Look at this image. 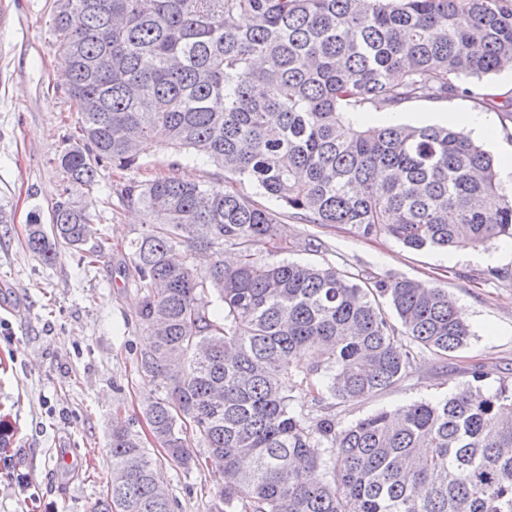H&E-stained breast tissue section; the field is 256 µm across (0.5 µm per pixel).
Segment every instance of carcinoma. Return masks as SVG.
<instances>
[{
  "label": "carcinoma",
  "instance_id": "cac0c4a2",
  "mask_svg": "<svg viewBox=\"0 0 512 512\" xmlns=\"http://www.w3.org/2000/svg\"><path fill=\"white\" fill-rule=\"evenodd\" d=\"M53 23L80 131L59 156L69 183L91 185L102 162L138 166L159 129L229 174L124 189L147 225L128 250L145 291L140 371L161 392L144 416L167 456L201 464L180 437L192 424L224 512H512L511 387L486 390L476 370L475 385L343 429L328 412L396 385L414 346L468 344L448 290L264 259L277 217L237 188L412 249L512 239V191L468 134L352 119L427 96L486 100L480 81L512 70V0H56ZM63 193L52 235L31 220L45 263L87 241L89 216ZM108 456L91 512H173L134 424L112 428Z\"/></svg>",
  "mask_w": 512,
  "mask_h": 512
}]
</instances>
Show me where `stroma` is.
I'll return each instance as SVG.
<instances>
[{"mask_svg":"<svg viewBox=\"0 0 512 512\" xmlns=\"http://www.w3.org/2000/svg\"><path fill=\"white\" fill-rule=\"evenodd\" d=\"M55 0H0V512H90L110 480L108 438L115 423L140 414L155 392L140 372L146 328L144 295L133 284L127 244L145 230L144 216L122 197L126 185L158 176L220 185L222 168L192 160L164 136L139 168H98L92 187L68 185L58 156L77 127L76 108L61 85L65 58L53 29ZM491 103L464 96L424 98L396 111L368 108L358 120H401L465 129L472 113L493 131L483 141L496 164L512 156V121L496 105L512 99V73L484 79ZM90 215L92 242L112 249L96 264L82 250L59 247L44 263L26 245L31 215L49 224L61 193ZM282 259L331 264L365 279L406 277L448 290L472 331L467 346L441 357L417 353L409 375L368 400L333 407L343 428L380 409L445 396L471 382L512 384V240L488 244V263L470 251L404 247L389 237H363L347 225L318 226L278 214ZM141 437L167 484L175 512H219L221 483L207 468L183 470Z\"/></svg>","mask_w":512,"mask_h":512,"instance_id":"35a3bbf8","label":"stroma"}]
</instances>
